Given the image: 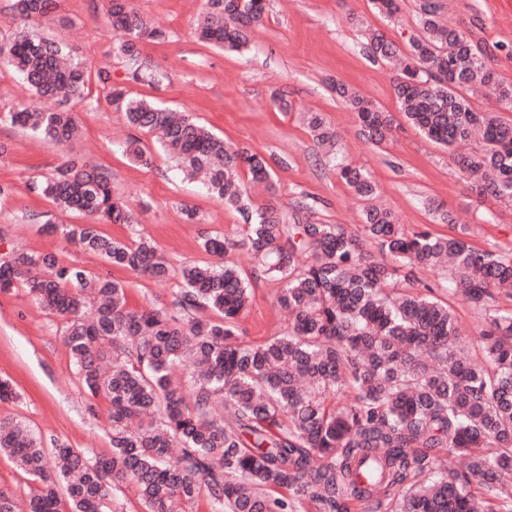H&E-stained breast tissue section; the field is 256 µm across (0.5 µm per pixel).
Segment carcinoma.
<instances>
[{
  "mask_svg": "<svg viewBox=\"0 0 512 512\" xmlns=\"http://www.w3.org/2000/svg\"><path fill=\"white\" fill-rule=\"evenodd\" d=\"M56 8V0L11 5L25 25ZM265 9V0H204L198 39L221 50L244 47ZM443 10L442 0H422L406 48L375 30L365 49L399 62V110L428 140L448 148L478 141L475 153L455 157L471 194L512 203V120L476 110L469 98L485 87L512 106V85L497 80L479 42L443 22ZM107 15L125 34L118 52L131 61L141 41L165 39L129 0H108ZM0 63L55 103L43 111L19 104L7 112L10 123L58 143L72 139L78 126L68 105L83 96V67L25 27L0 44ZM334 91L367 141L389 139L392 115L343 83ZM110 103L136 131L123 144L126 155L148 161L140 135L156 138L185 176L207 178V190L241 215L247 233L205 239L214 260L182 267L175 315L131 309L120 283L53 255L19 253L0 263V291L21 285L62 320L76 373L107 403L112 423L109 455L91 459L58 444L50 475L30 427L0 419V454L36 483L29 512H107L109 482L132 486L144 512H184L204 493L212 512H298L305 504L350 512L353 502L372 512H512V309L499 305L512 298V253L474 247L466 227L438 208L453 232L406 233L390 209L373 203L368 174L342 164L340 178L365 202L361 228L312 222L301 202L288 224L274 198L255 202L243 188V169L272 186L263 154L228 147L192 116L120 87ZM306 121L316 141L335 145L321 114ZM38 189L58 209L90 218L46 223L47 233L115 267L160 282L170 277L151 239L129 243L99 230L132 221L110 172L72 156ZM239 249L255 259L253 278L281 281L277 303L289 317L287 331L257 346L244 341L239 324L251 298L248 278L227 260ZM444 264L453 295L482 316L481 364L467 355L452 305L416 275ZM205 307L219 318L200 314ZM187 361L194 368L188 397L174 376ZM174 448L180 455L172 463ZM441 448L466 456V470L433 472Z\"/></svg>",
  "mask_w": 512,
  "mask_h": 512,
  "instance_id": "obj_1",
  "label": "carcinoma"
}]
</instances>
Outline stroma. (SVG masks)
<instances>
[{"label":"stroma","instance_id":"1","mask_svg":"<svg viewBox=\"0 0 512 512\" xmlns=\"http://www.w3.org/2000/svg\"><path fill=\"white\" fill-rule=\"evenodd\" d=\"M420 2L399 0V12L389 20L374 11L370 0H266L264 19L248 48L221 51L195 36L203 0H132L147 22L167 33L165 40L140 43L133 63L114 50L118 35L107 20L105 0H57L53 20L39 30L66 44L73 60L89 70L83 98L71 105L80 133L58 146L13 126L5 114L15 102L43 110L53 103L0 65V186L7 189L0 195V263L22 251L52 253L63 264L122 283L130 307L167 309L182 286L181 267L207 260L206 238L243 236L242 217L199 183L184 179L152 139L144 141L149 164L123 154L121 145L132 130L108 101L114 86L190 112L227 143L264 154L274 168V192L284 212L301 201L314 221L355 228L362 222L364 203L339 178L325 148L307 129V114L320 113L338 133L337 159L369 173L380 190L378 203L393 210L406 232H446L432 213L440 205L456 224L467 227L475 247L512 250V204L471 197L447 148L409 124H400L381 146L368 144L358 133L355 114L330 88L343 82L383 111L397 113L394 68L367 56L364 35L380 29L405 44L417 29ZM443 18L479 41L497 79L512 85V11L507 6L497 0H453ZM137 64L161 72V79L132 80ZM277 95L288 100V110L275 105ZM68 156L110 171L112 188L131 207L135 221L104 225V232L125 240L151 238L174 271L170 279L158 282L133 274L43 232L48 220L85 221L83 215L61 212L34 188ZM187 206L196 210V221L186 220ZM251 285L252 302L241 325L246 341L255 345L286 331L288 315L276 303L279 281L261 278ZM1 379L11 384L14 395L0 400V418L26 421L44 448L64 442L92 457L110 452L105 402L90 401L64 343L61 321L20 286L0 292Z\"/></svg>","mask_w":512,"mask_h":512}]
</instances>
